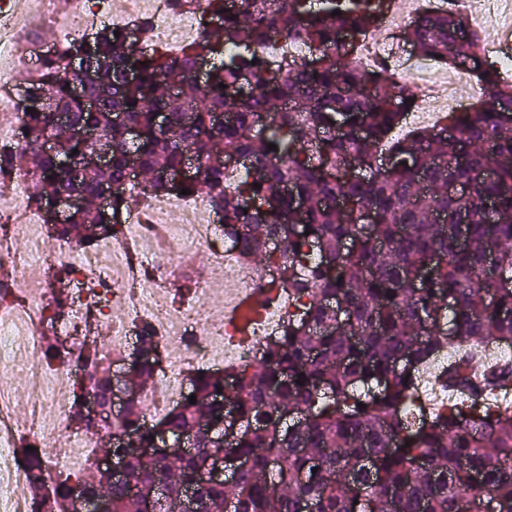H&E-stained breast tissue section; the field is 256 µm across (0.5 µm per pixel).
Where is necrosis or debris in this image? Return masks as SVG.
<instances>
[{"mask_svg": "<svg viewBox=\"0 0 512 512\" xmlns=\"http://www.w3.org/2000/svg\"><path fill=\"white\" fill-rule=\"evenodd\" d=\"M11 0H0V108L10 120L0 124V152L7 153L22 141L21 107L16 88L26 86L41 63L57 53V45L43 47L19 33ZM435 10L466 16L472 26L486 18L505 19L512 29V0H405L400 14L385 11L380 34L367 43L360 62L366 69L379 66L403 69L416 91L406 113L404 129L430 128L438 109L460 108L466 96L458 86L461 75H453L452 92L436 97L432 88L438 76L448 74L444 66L400 45L395 35L406 21ZM147 12L154 26L153 41L173 45L204 28L195 0L173 9L171 0H75L65 18L52 19L59 43L79 37L89 20L98 16L118 28H131L139 12ZM22 176L0 180V225L27 242L28 257L20 259L0 238V365L22 364L26 384L15 390L0 385V512H38L37 500L22 496L29 475L19 465L10 442L17 431L10 421L15 409L25 410V439L37 448L44 464V478L54 481L58 472L71 479L85 476L87 453L96 442L88 433L65 435L62 415L77 392L73 367L47 366L38 358L39 334L46 329L72 331L88 294H95L100 320L112 328L105 350L113 365L124 364L134 337L142 326H150L164 362L155 372L150 392L140 399L147 418H157L182 401L188 393L185 361L210 370L254 362L261 340L277 332L286 313L287 289L281 288L275 268L254 265L243 257L239 245L217 234L216 217L202 199L176 201L154 197L147 201L144 218L124 221L118 236L98 243L79 245L45 228L28 235L31 223H39L37 208L24 195ZM165 251L175 260L169 267H156L144 260V245ZM209 257L206 270H196L190 261L195 249ZM52 266L58 273L54 289L38 288L30 296L20 290L29 278V260ZM189 279L199 297L193 302H175L163 284ZM223 286L219 304L209 301L215 286ZM278 290L280 301L271 303L255 320L243 317L244 293Z\"/></svg>", "mask_w": 512, "mask_h": 512, "instance_id": "necrosis-or-debris-1", "label": "necrosis or debris"}]
</instances>
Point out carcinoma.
Listing matches in <instances>:
<instances>
[{"instance_id":"carcinoma-1","label":"carcinoma","mask_w":512,"mask_h":512,"mask_svg":"<svg viewBox=\"0 0 512 512\" xmlns=\"http://www.w3.org/2000/svg\"><path fill=\"white\" fill-rule=\"evenodd\" d=\"M203 2V17H218L220 26L175 56L106 26L90 42L69 41L26 87L31 139L19 155L0 154V174L25 170L40 211L54 196H76L80 204L63 228L70 239L92 243L105 224L95 201L125 184L135 154L145 177L132 190L180 198L187 189L206 199L224 236L254 262L278 266L295 314L265 338L254 364L192 372L195 403L150 430L141 429L143 411L131 393L115 433L136 435V447L111 442L106 452L126 460L136 494L95 469L79 485L107 498L111 512H143L160 477L170 501L196 486L199 512H464L468 492L492 503V512H512V405L495 397L512 384V363L478 375L472 353L490 336L512 344V80L482 58L480 30L457 15L427 12L403 32L405 42L458 70L463 59L479 60L468 73L485 95L432 129L397 137L414 86L386 69L361 68L356 44L339 42L343 32L356 37L376 27V0H240L235 10L225 0ZM273 32L304 46L305 62L271 66L265 50ZM133 55L139 68L131 79ZM202 61L209 62L204 85H182ZM74 63L97 74L78 93ZM86 98L98 100L97 109H87ZM56 108L107 137L111 166L75 175L60 167V157L84 147L56 126ZM159 112L167 113L164 134L155 128ZM217 112L232 120L216 126ZM130 127L140 131L135 141ZM44 133L58 140V156L37 151ZM188 152L198 163L194 178L175 188L157 176L180 169ZM230 154L249 161L231 187ZM353 157L366 169L340 175ZM270 240L279 242L278 253L267 248ZM491 251L497 262L489 272ZM429 266L433 277L418 279ZM331 302L346 306V327L336 326ZM446 347L458 356L443 386L468 397L413 427L407 409L417 373ZM138 350L129 376L148 377L159 358L146 328ZM80 358L82 393L107 405L106 367L95 353ZM228 379L236 383L231 412L219 395ZM82 400L74 399L71 422L86 433L107 432L109 412L88 420ZM194 431L195 454L187 458L156 446L158 433ZM216 455L249 466L231 486L201 481ZM16 456L33 480L39 512H66L73 484L48 488L36 453L23 446Z\"/></svg>"}]
</instances>
